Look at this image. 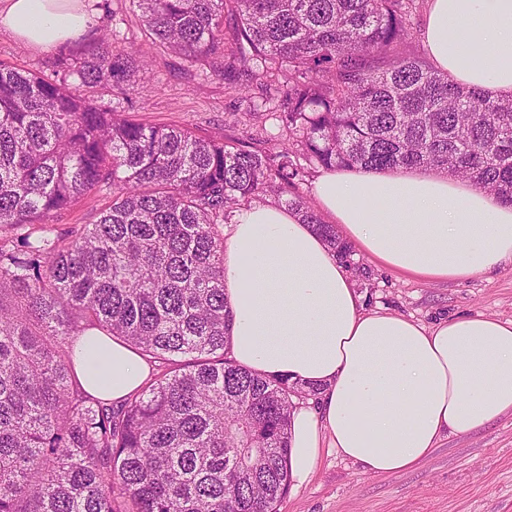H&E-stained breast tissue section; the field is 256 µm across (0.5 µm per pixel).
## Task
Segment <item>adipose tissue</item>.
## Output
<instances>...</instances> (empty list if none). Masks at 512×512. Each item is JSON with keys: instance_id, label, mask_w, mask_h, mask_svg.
<instances>
[{"instance_id": "1", "label": "adipose tissue", "mask_w": 512, "mask_h": 512, "mask_svg": "<svg viewBox=\"0 0 512 512\" xmlns=\"http://www.w3.org/2000/svg\"><path fill=\"white\" fill-rule=\"evenodd\" d=\"M90 23L85 0H0V30L41 50ZM424 40L449 81L512 99V0H429ZM314 203L373 262L413 279L465 280L512 262V205L448 173L410 168L322 173ZM230 357L315 391L294 406L290 468L310 482L325 453L370 474L408 469L450 434L512 413V320L456 315L426 326L366 312L349 268L292 210L253 202L224 231ZM76 376L115 403L144 387L150 364L128 346L83 336Z\"/></svg>"}]
</instances>
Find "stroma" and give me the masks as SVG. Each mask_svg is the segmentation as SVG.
Segmentation results:
<instances>
[{"label": "stroma", "instance_id": "obj_1", "mask_svg": "<svg viewBox=\"0 0 512 512\" xmlns=\"http://www.w3.org/2000/svg\"><path fill=\"white\" fill-rule=\"evenodd\" d=\"M97 2L87 0L90 31L57 51L27 47L1 30L0 62L49 77L58 52L79 55L94 33H104L114 47H134L143 60L138 95L130 105L112 89L98 86L85 89V97L140 121L183 127L199 136L221 134L235 140L251 135L267 139L278 151L290 147L288 135L274 120L254 114L241 90L244 73L215 74L204 63H188L155 43L132 0H108L103 9ZM427 8L428 0H415L412 36L398 42L380 66L397 58L427 60ZM353 259L367 271L356 281L365 310L392 312L427 326L460 314L512 319L511 263L468 281L419 282L376 265L362 253ZM279 512H512V414L444 438L428 460L401 472L372 475L358 463L328 454L307 485L289 487Z\"/></svg>", "mask_w": 512, "mask_h": 512}]
</instances>
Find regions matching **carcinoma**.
Returning a JSON list of instances; mask_svg holds the SVG:
<instances>
[{
    "mask_svg": "<svg viewBox=\"0 0 512 512\" xmlns=\"http://www.w3.org/2000/svg\"><path fill=\"white\" fill-rule=\"evenodd\" d=\"M228 1L240 62L266 91L282 78L270 116L306 161L440 169L512 204V99L418 59L376 66L412 34L408 0H133L155 41L220 74ZM53 66L62 79L0 63V512H277L306 390L228 357L224 225L270 197L361 275L353 248L293 195L296 150L143 123L67 87L133 94L132 50L100 35ZM93 191L111 204L57 230ZM89 332L156 377L119 406L84 391Z\"/></svg>",
    "mask_w": 512,
    "mask_h": 512,
    "instance_id": "1",
    "label": "carcinoma"
}]
</instances>
